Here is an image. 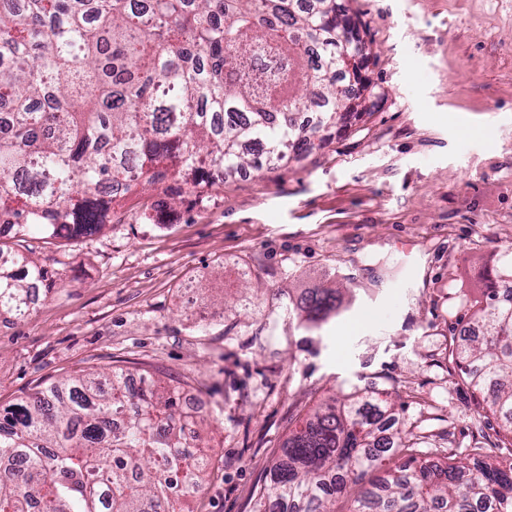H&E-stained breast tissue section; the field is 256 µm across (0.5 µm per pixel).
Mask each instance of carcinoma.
<instances>
[{"label":"carcinoma","mask_w":512,"mask_h":512,"mask_svg":"<svg viewBox=\"0 0 512 512\" xmlns=\"http://www.w3.org/2000/svg\"><path fill=\"white\" fill-rule=\"evenodd\" d=\"M337 0H0V317L30 311L48 269L9 245L90 236L109 222L112 190L180 182L202 193L248 164L274 166L325 145L321 128L356 112L370 86L365 24L336 41ZM318 107L316 122L296 115ZM512 261L470 306L480 337L451 363L512 435ZM340 291L315 288L288 308L296 328L338 313ZM391 394L330 397L297 422L258 493L259 512H512V462L478 445L473 464H428L412 440L379 435ZM180 390L149 379L132 393L121 370L45 385L0 410V512H178L206 454ZM397 456L406 457L390 466Z\"/></svg>","instance_id":"obj_1"}]
</instances>
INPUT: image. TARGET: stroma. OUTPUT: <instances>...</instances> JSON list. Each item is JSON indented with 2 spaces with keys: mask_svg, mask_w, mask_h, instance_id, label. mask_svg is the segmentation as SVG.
<instances>
[{
  "mask_svg": "<svg viewBox=\"0 0 512 512\" xmlns=\"http://www.w3.org/2000/svg\"><path fill=\"white\" fill-rule=\"evenodd\" d=\"M366 24L372 91L325 147L201 194L112 205L97 235L23 248L55 275L0 321V409L88 368L180 383L209 454L190 512H257L298 418L334 394L391 393L419 460L469 461L499 421L448 365V339L512 259V0H339ZM342 288L315 332L288 300Z\"/></svg>",
  "mask_w": 512,
  "mask_h": 512,
  "instance_id": "1",
  "label": "stroma"
}]
</instances>
